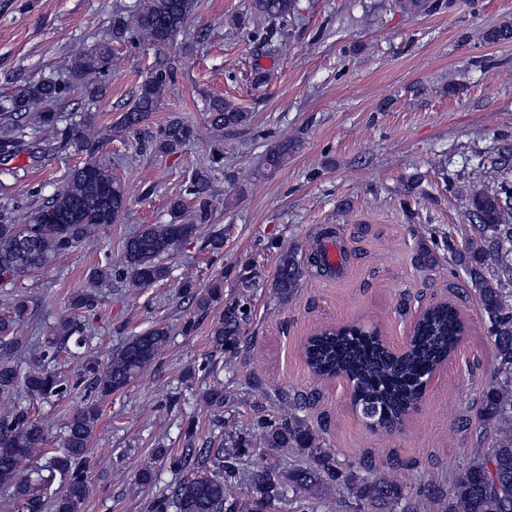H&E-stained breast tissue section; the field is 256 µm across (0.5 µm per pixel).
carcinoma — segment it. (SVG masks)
<instances>
[{"label": "carcinoma", "instance_id": "1", "mask_svg": "<svg viewBox=\"0 0 512 512\" xmlns=\"http://www.w3.org/2000/svg\"><path fill=\"white\" fill-rule=\"evenodd\" d=\"M194 0H141L140 4L114 20L112 38L131 40L157 50L173 42L187 22ZM251 9L259 17L277 20L288 27L295 10L294 0H252ZM112 67V50L99 45L82 51L71 60L65 83L43 80L28 85L12 99L10 109L0 113V156L6 161L25 152L35 156L29 138L42 134L45 139L62 140L75 151L87 154L58 185L52 197L20 221L0 223V281L43 272L49 263L71 249L91 242L100 231L116 222L129 203L127 190L112 178L94 158L98 135L90 122L80 121L60 127L51 111L37 113L38 128L18 123L30 108L67 98L81 92L92 98L102 92L101 76ZM169 68H159L139 86L131 107L117 122L122 130H136L156 111L168 84ZM213 138L221 143L224 131L249 121V114L236 104L216 98L209 103ZM192 129L179 119L162 127L149 141L159 154H172L190 140ZM298 149L293 139H280L267 149L264 169L274 171L288 163ZM224 153H213L210 165L196 172L186 195L192 201V222L180 224L185 199L171 203L174 221L152 224L124 241L121 258L93 271L97 279L121 280L129 288H147L170 275L162 257L188 242L202 225L210 223V193L215 169ZM472 206L480 222L492 235L468 242L458 253L475 296L488 319V334L495 348L494 373L482 391L478 420L494 433L492 448L476 449L453 483L429 485L406 495L394 474H374L367 480L353 470H343L333 456L322 449L318 433L298 416L305 403L298 394L279 399L281 414L275 419L256 420L259 446L242 437L234 438L233 427L224 421L229 446L224 452L193 448L195 431L187 426V448L170 458L174 469L193 467L196 473L180 481L173 491L153 499L151 512H288L289 495L314 502L336 496L349 512H429L435 503L441 512H512V304L506 283L492 285L486 277L489 266L499 265L512 274V263L503 255L504 243L512 241V183L500 184L492 193H477ZM303 276L302 263L293 248L279 256L272 290L280 297H291ZM178 287L190 294L199 310L206 312L221 296L222 281L198 290L194 272L184 269ZM14 315L0 317V485L15 487L29 512H37L41 489L56 477L66 480L65 490L53 500L54 512H80L90 492L92 460L90 442L99 420V408L87 402L68 417L61 451L44 453L48 427L31 414L26 400L49 399L82 391L108 396L127 387L152 367L165 348L168 329L154 328L134 336L112 352L106 362L84 357L82 372L72 379L59 375L49 360L54 341L28 349L18 336L27 300H12ZM251 303L245 298L228 301L212 331L213 351L232 357L240 348L242 325L249 319ZM83 330L76 317L61 319L57 337L66 340ZM464 324L456 308L436 305L415 324L411 345L401 356L384 347L379 337L365 327L349 326L327 333L306 349V362L312 373L330 378L344 375L353 384L351 404L363 419L375 415L377 427L393 430L398 420L419 403L421 379L442 364L462 341ZM234 397L216 382L202 392L207 407L222 408ZM41 457L43 464L28 469L24 463ZM238 483L246 486L242 498L230 493Z\"/></svg>", "mask_w": 512, "mask_h": 512}]
</instances>
